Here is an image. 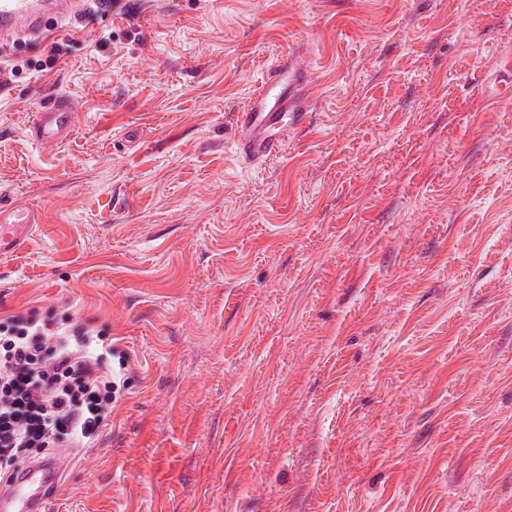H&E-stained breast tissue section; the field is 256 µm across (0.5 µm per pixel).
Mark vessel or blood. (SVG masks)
I'll list each match as a JSON object with an SVG mask.
<instances>
[{"label": "vessel or blood", "instance_id": "b4317fda", "mask_svg": "<svg viewBox=\"0 0 512 512\" xmlns=\"http://www.w3.org/2000/svg\"><path fill=\"white\" fill-rule=\"evenodd\" d=\"M80 6L81 0H0V42L39 31L48 18L74 16ZM301 75V69L292 65L268 71L248 107L236 113L242 135L235 154L243 165H259L278 155L288 133L306 124L308 111L295 104L292 94ZM76 122L70 99L58 97L34 108L29 136L46 149L69 136ZM39 222L38 210L24 202L0 204V255L23 246ZM62 469L60 462L49 460L28 465L10 481L0 482V512H45Z\"/></svg>", "mask_w": 512, "mask_h": 512}]
</instances>
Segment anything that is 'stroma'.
Segmentation results:
<instances>
[{"instance_id":"35a3bbf8","label":"stroma","mask_w":512,"mask_h":512,"mask_svg":"<svg viewBox=\"0 0 512 512\" xmlns=\"http://www.w3.org/2000/svg\"><path fill=\"white\" fill-rule=\"evenodd\" d=\"M124 2L11 43L0 87V200L41 214L0 320L128 362L47 512H505L512 0ZM287 56L307 124L242 166L234 114ZM60 93L77 124L38 149ZM77 114L69 98L41 102L33 109L29 136L42 149L61 143L73 131Z\"/></svg>"}]
</instances>
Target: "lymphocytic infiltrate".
<instances>
[{
	"mask_svg": "<svg viewBox=\"0 0 512 512\" xmlns=\"http://www.w3.org/2000/svg\"><path fill=\"white\" fill-rule=\"evenodd\" d=\"M103 331L38 310L0 320V472L89 448L123 393L124 370Z\"/></svg>",
	"mask_w": 512,
	"mask_h": 512,
	"instance_id": "1",
	"label": "lymphocytic infiltrate"
}]
</instances>
